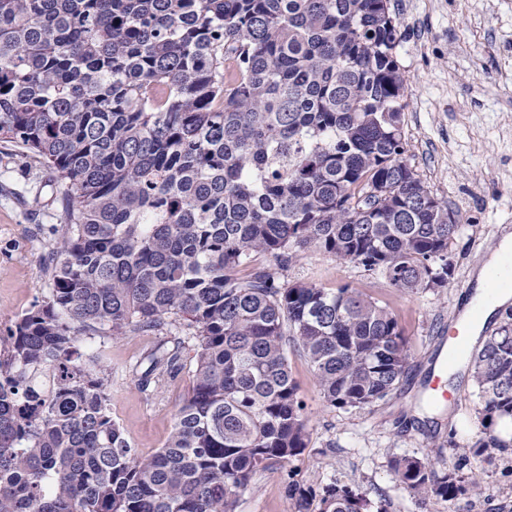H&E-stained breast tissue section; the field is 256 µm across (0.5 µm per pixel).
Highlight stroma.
I'll return each instance as SVG.
<instances>
[{
    "label": "stroma",
    "mask_w": 512,
    "mask_h": 512,
    "mask_svg": "<svg viewBox=\"0 0 512 512\" xmlns=\"http://www.w3.org/2000/svg\"><path fill=\"white\" fill-rule=\"evenodd\" d=\"M400 34L396 60L406 78L407 162L433 195L447 201L466 230L452 247L454 278L439 291L406 293L378 273L310 249L285 281L325 288L348 284L386 304L411 349L407 374L384 400L363 409L329 406L306 360L289 350L292 375L305 403L307 446L301 455L257 470L237 512H295L288 483L321 490L336 482L362 492L371 512H512V447L469 450L480 431L479 405L464 363L448 375L451 400L430 405L427 379L463 319L490 254L512 233V0H390ZM37 162L0 141V335L48 293L51 229L62 212ZM166 339L150 331L91 341L112 370L111 412L142 456L162 448L180 404L190 393L193 353L155 388L138 379L147 356ZM402 456L436 468L468 457L463 476L478 490L448 501L420 499L394 475Z\"/></svg>",
    "instance_id": "stroma-1"
}]
</instances>
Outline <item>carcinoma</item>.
Returning <instances> with one entry per match:
<instances>
[{
  "mask_svg": "<svg viewBox=\"0 0 512 512\" xmlns=\"http://www.w3.org/2000/svg\"><path fill=\"white\" fill-rule=\"evenodd\" d=\"M398 40L388 0H0V140L63 186L48 295L0 354V512H235L257 469L307 447L290 344L332 407L398 388L410 349L387 307L282 280L311 247L404 292L454 277L463 225L404 159ZM185 328L191 394L142 457L89 340L169 334L146 391ZM469 364L470 451L511 448V307ZM466 462L392 469L451 501L476 486ZM287 491L296 512H367L346 485Z\"/></svg>",
  "mask_w": 512,
  "mask_h": 512,
  "instance_id": "carcinoma-1",
  "label": "carcinoma"
}]
</instances>
